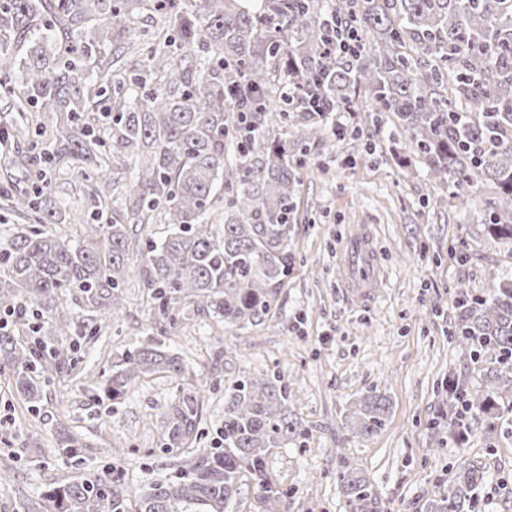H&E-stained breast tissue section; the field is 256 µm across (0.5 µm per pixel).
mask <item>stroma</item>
Returning <instances> with one entry per match:
<instances>
[{"label": "stroma", "instance_id": "1", "mask_svg": "<svg viewBox=\"0 0 512 512\" xmlns=\"http://www.w3.org/2000/svg\"><path fill=\"white\" fill-rule=\"evenodd\" d=\"M403 138L387 124L377 136L349 135L331 152L315 146L301 157L295 265L263 323L239 329L196 314L172 328L155 321L135 281L116 321L71 295L69 308L101 328L80 341L92 377L47 384L33 410L0 376V458L13 461L0 477V512H54L47 490L77 475L55 449L62 426L85 435L87 468L113 466L137 489L173 475L172 459L158 447L175 395L170 380L141 379L117 401L86 396L125 349L151 340L179 354L200 387L206 432L224 418L225 386L249 372L281 373L292 390L289 409L309 430L306 443L268 458L270 480L294 492L292 512H351L338 480L346 467L369 482L374 512H425L447 491L449 466L461 455L481 461L488 475L480 512H512V494L500 487L501 478L512 479V438L482 424L461 445L430 427L448 411L441 384L449 373H467L475 386L483 379L446 336L455 286L511 278L512 254L486 241L482 207L445 201L422 158L402 168ZM43 179L57 222L69 223L85 198L81 183L52 167ZM361 226L379 255L380 286L367 297L348 294L338 279L341 244ZM372 388L390 401L386 422L372 435H352L347 410ZM18 432L35 434L36 447H19ZM113 446L121 456L110 455Z\"/></svg>", "mask_w": 512, "mask_h": 512}]
</instances>
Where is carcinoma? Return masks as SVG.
Returning a JSON list of instances; mask_svg holds the SVG:
<instances>
[{"mask_svg": "<svg viewBox=\"0 0 512 512\" xmlns=\"http://www.w3.org/2000/svg\"><path fill=\"white\" fill-rule=\"evenodd\" d=\"M0 0V91L37 113V137L53 149L7 148V165L42 177L47 162L87 182L75 231L47 230L56 210L43 187L0 192V207L24 220L0 239V375L36 409L43 386L78 368V344L99 328L69 310L67 297L125 310L139 274L156 319L169 326L188 309L242 329L268 317L288 279L297 209V153L323 135L330 107L372 112L406 135L434 180L486 184L481 201L490 243L512 251V0ZM160 22L141 41L143 11ZM108 118L97 130L84 116ZM284 116L288 136L268 123ZM94 167H85L89 159ZM135 168V184L111 208V169ZM223 209V223L210 222ZM166 225L163 235L151 231ZM449 341L470 351L482 386L448 378L446 428L460 441L488 419L512 437V279L456 289ZM178 382L166 412L162 451L177 475L134 491L111 468L50 491L55 512H224L251 479L266 512H290L289 491L267 477L274 448L308 437L291 414L276 373L247 374L224 391V422L200 443L198 386L178 356L156 342L121 355L92 398L119 400L146 376ZM389 403L373 388L353 402L347 429L385 425ZM81 435L65 431L57 451L85 463ZM353 512H373L365 478L339 473ZM487 473L461 456L448 490L428 512H476Z\"/></svg>", "mask_w": 512, "mask_h": 512, "instance_id": "carcinoma-1", "label": "carcinoma"}]
</instances>
